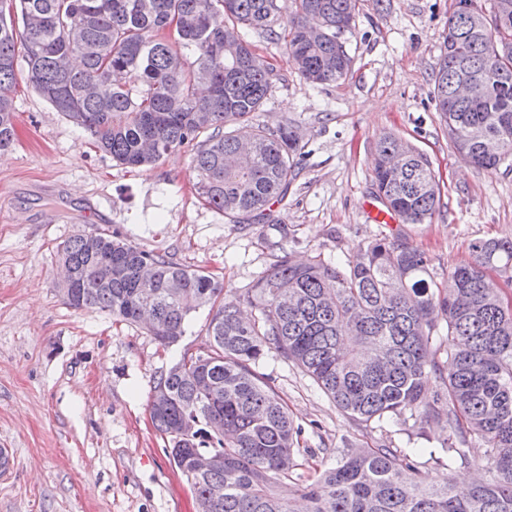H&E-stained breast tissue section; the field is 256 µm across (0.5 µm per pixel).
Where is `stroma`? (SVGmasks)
<instances>
[{
	"label": "stroma",
	"mask_w": 512,
	"mask_h": 512,
	"mask_svg": "<svg viewBox=\"0 0 512 512\" xmlns=\"http://www.w3.org/2000/svg\"><path fill=\"white\" fill-rule=\"evenodd\" d=\"M452 0H359L342 36L354 64L345 82H306L284 42L253 31L246 39L278 75L260 112L300 137L301 161L286 199L273 206L287 225L293 260L353 257L358 245L405 231L431 258L436 282L472 262L478 240L512 239V166L477 169L448 144L431 99ZM14 146L0 153V448L15 462L0 471V512H198L187 480L148 410L153 381L208 342L209 308L192 313L178 342L162 346L143 326L72 308L62 290L58 246L102 230L177 262L218 274L224 297L242 301L275 262L271 227L228 224L193 189L191 148L155 166L130 169L19 80ZM393 132L424 152L441 189L429 224L369 222L372 150ZM300 426L307 455L291 479L304 484L352 447L388 442L428 464L444 432L414 420L358 425L301 369L276 354L260 366Z\"/></svg>",
	"instance_id": "obj_1"
}]
</instances>
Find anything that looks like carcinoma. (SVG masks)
<instances>
[{
  "instance_id": "carcinoma-1",
  "label": "carcinoma",
  "mask_w": 512,
  "mask_h": 512,
  "mask_svg": "<svg viewBox=\"0 0 512 512\" xmlns=\"http://www.w3.org/2000/svg\"><path fill=\"white\" fill-rule=\"evenodd\" d=\"M358 0H0V151L14 142L11 91L22 69L57 111L112 160L152 167L196 144L194 189L231 224H268L300 150L293 127H253L250 149L231 127L261 111L275 76L240 30L284 41L304 80L340 83L353 59L340 41ZM288 12L287 24L282 13ZM176 24L175 38L167 28ZM481 81L458 94L460 74ZM431 99L453 148L477 169L512 159V0H453ZM372 195L403 224H429L440 187L428 157L388 133L374 145ZM58 247L68 304L143 322L163 346L211 304L210 353L185 354L155 378L152 424L175 467L211 512H512V240H478L474 262L434 283L430 257L402 233L354 259L304 265L277 257L247 292L252 315L223 301L214 274L148 252L118 234ZM445 324L452 349L432 347ZM298 366L360 424L418 418L443 431L448 461L469 466L472 439L490 466L465 491L428 484L416 454L386 443L352 448L310 483L278 492L299 463L301 428L257 371L269 350ZM439 390L430 400L426 385ZM212 465L196 469V457Z\"/></svg>"
}]
</instances>
